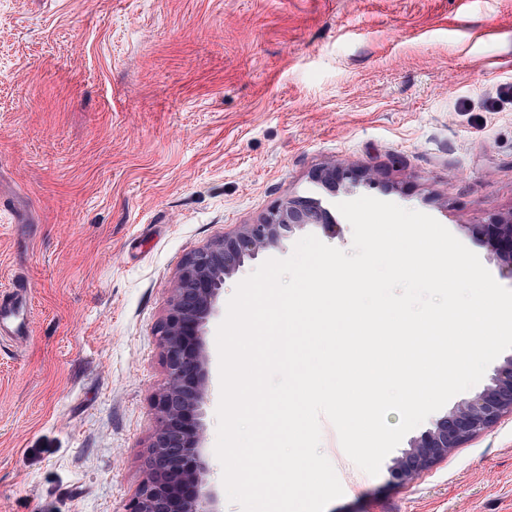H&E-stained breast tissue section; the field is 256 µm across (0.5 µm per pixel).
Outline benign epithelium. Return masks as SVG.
I'll list each match as a JSON object with an SVG mask.
<instances>
[{
  "label": "benign epithelium",
  "mask_w": 512,
  "mask_h": 512,
  "mask_svg": "<svg viewBox=\"0 0 512 512\" xmlns=\"http://www.w3.org/2000/svg\"><path fill=\"white\" fill-rule=\"evenodd\" d=\"M312 180L333 191L345 180L357 183L358 173L331 165L316 170ZM330 223L320 203L287 197L256 222L240 225L184 259L159 328L166 380L153 396L155 431L128 512H220L216 493L204 490L203 480L202 406L210 395L206 326L226 280L246 260L282 248L292 233L309 225ZM467 229L512 271V213ZM507 414H512V355L495 367L482 390L411 440L392 460L390 481L414 480Z\"/></svg>",
  "instance_id": "7a95c632"
}]
</instances>
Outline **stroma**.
I'll use <instances>...</instances> for the list:
<instances>
[{"label":"stroma","instance_id":"1","mask_svg":"<svg viewBox=\"0 0 512 512\" xmlns=\"http://www.w3.org/2000/svg\"><path fill=\"white\" fill-rule=\"evenodd\" d=\"M512 0H0V512H125L166 372L186 256L287 197L372 196L434 217L502 286L468 225L512 213ZM373 180L328 192L315 168ZM203 407L206 487L220 387ZM326 512H512V415L405 485L329 421Z\"/></svg>","mask_w":512,"mask_h":512}]
</instances>
